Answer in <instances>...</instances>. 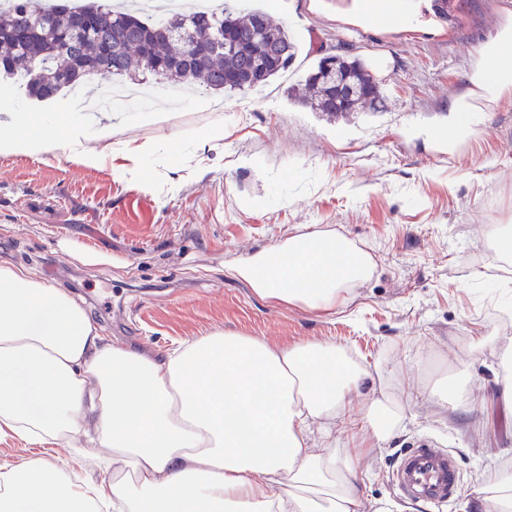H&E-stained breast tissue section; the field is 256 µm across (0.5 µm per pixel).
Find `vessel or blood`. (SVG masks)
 Returning <instances> with one entry per match:
<instances>
[{
  "instance_id": "vessel-or-blood-1",
  "label": "vessel or blood",
  "mask_w": 512,
  "mask_h": 512,
  "mask_svg": "<svg viewBox=\"0 0 512 512\" xmlns=\"http://www.w3.org/2000/svg\"><path fill=\"white\" fill-rule=\"evenodd\" d=\"M389 481L400 499L436 508L453 503L462 492L458 458L428 438L407 442Z\"/></svg>"
}]
</instances>
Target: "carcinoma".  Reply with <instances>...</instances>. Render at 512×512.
I'll return each instance as SVG.
<instances>
[{"mask_svg":"<svg viewBox=\"0 0 512 512\" xmlns=\"http://www.w3.org/2000/svg\"><path fill=\"white\" fill-rule=\"evenodd\" d=\"M454 2L431 0V8L438 18L452 22L457 19ZM64 13L74 17L92 15V23L81 29L73 44L65 41L64 33L56 26ZM133 16L132 11H116L107 4L90 5L78 12L62 7L43 13L33 0H15L13 11H0V78L13 81L20 77L27 98L49 101L81 78L98 74L95 62L102 46L107 45L112 50L111 76L115 78L129 77L138 69L175 84L196 83L206 91L242 93L268 84L287 71L298 56L297 44L266 12L258 9L241 13L227 4L220 14H177L163 22L147 17L139 27L130 25ZM227 21L236 29L243 51L218 50L199 59L182 58L185 47L173 33L204 26L218 34ZM21 26L36 28L42 39L56 44L55 50L35 57L28 46L12 37V32ZM255 59L264 60L267 68L261 80L247 76V69ZM157 60L170 63L167 72L156 70ZM319 67L317 63L309 71L303 88L292 91L295 102L329 118L343 117L359 109H377L382 98L381 87L372 72L358 60L338 58V71L364 90V94L346 106L334 102L330 82L318 75Z\"/></svg>","mask_w":512,"mask_h":512,"instance_id":"carcinoma-1","label":"carcinoma"}]
</instances>
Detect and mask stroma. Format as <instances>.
<instances>
[{
  "label": "stroma",
  "instance_id": "stroma-1",
  "mask_svg": "<svg viewBox=\"0 0 512 512\" xmlns=\"http://www.w3.org/2000/svg\"><path fill=\"white\" fill-rule=\"evenodd\" d=\"M300 47L288 71L232 95L202 90L159 124L100 112L123 142L159 150L146 183L111 165L0 154V260L80 300L102 336L166 351L215 330L275 344L324 343L369 375L336 419L314 423L319 448H359L362 512L395 503L389 471L406 441L426 436L458 456L464 491L446 512H484L478 489L512 470V411L502 357L512 345V258L487 244L512 225V96L470 136L449 138L448 102L466 87L503 0H468L455 24L404 30L360 23L344 0H267ZM365 62L385 109L328 119L288 101L320 47ZM222 121L224 137L201 135ZM333 230L369 252L372 275L329 314L273 307L225 261L298 232ZM72 240L105 255L82 266ZM402 406L373 439L370 397Z\"/></svg>",
  "mask_w": 512,
  "mask_h": 512
}]
</instances>
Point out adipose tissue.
Masks as SVG:
<instances>
[{
	"label": "adipose tissue",
	"mask_w": 512,
	"mask_h": 512,
	"mask_svg": "<svg viewBox=\"0 0 512 512\" xmlns=\"http://www.w3.org/2000/svg\"><path fill=\"white\" fill-rule=\"evenodd\" d=\"M468 75L480 102L448 105L449 131L512 94V8ZM0 154H50L145 173L152 142L73 149L86 119L70 107L4 112ZM372 257L333 231L290 235L224 264L267 304L330 312L373 272ZM367 375L333 346L273 345L216 330L165 353L107 341L68 291L0 263V438L33 445L81 437L71 464L0 462V512H362L357 475L305 433L336 417Z\"/></svg>",
	"instance_id": "ef3b65f1"
}]
</instances>
